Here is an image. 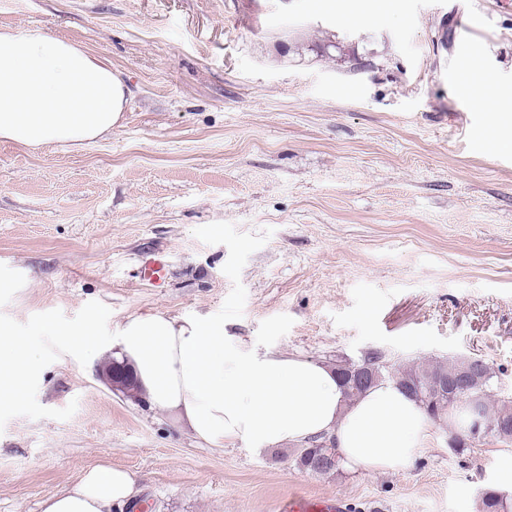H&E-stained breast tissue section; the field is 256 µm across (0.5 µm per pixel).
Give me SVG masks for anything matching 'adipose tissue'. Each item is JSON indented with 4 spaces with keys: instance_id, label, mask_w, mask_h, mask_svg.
I'll list each match as a JSON object with an SVG mask.
<instances>
[{
    "instance_id": "ef3b65f1",
    "label": "adipose tissue",
    "mask_w": 512,
    "mask_h": 512,
    "mask_svg": "<svg viewBox=\"0 0 512 512\" xmlns=\"http://www.w3.org/2000/svg\"><path fill=\"white\" fill-rule=\"evenodd\" d=\"M128 96L110 62L80 43L38 28H0V142L81 148L123 126ZM116 345L151 402L217 448L277 449L325 438L348 471L388 473L409 469L429 441L428 414L395 383L346 401L331 367L226 343L223 323L214 320L131 316L119 325ZM0 361L17 366L0 397L18 400L40 359L4 346ZM133 490L130 473L100 465L47 498L43 512H112Z\"/></svg>"
}]
</instances>
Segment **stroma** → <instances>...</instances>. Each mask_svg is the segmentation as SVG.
<instances>
[{
	"label": "stroma",
	"mask_w": 512,
	"mask_h": 512,
	"mask_svg": "<svg viewBox=\"0 0 512 512\" xmlns=\"http://www.w3.org/2000/svg\"><path fill=\"white\" fill-rule=\"evenodd\" d=\"M108 60L123 127L79 150L0 143V342L42 371L0 402V512L85 469L135 480L133 512H481L512 442L463 453L432 424L412 468L314 475L296 446L212 448L99 378L127 317H206L225 339L328 366L482 358L512 402V0H0ZM501 90L496 115L450 79ZM161 253L164 288L143 284ZM93 325L98 349L71 336ZM350 504L341 498L321 500L305 494L288 497L281 512H350Z\"/></svg>",
	"instance_id": "1"
}]
</instances>
